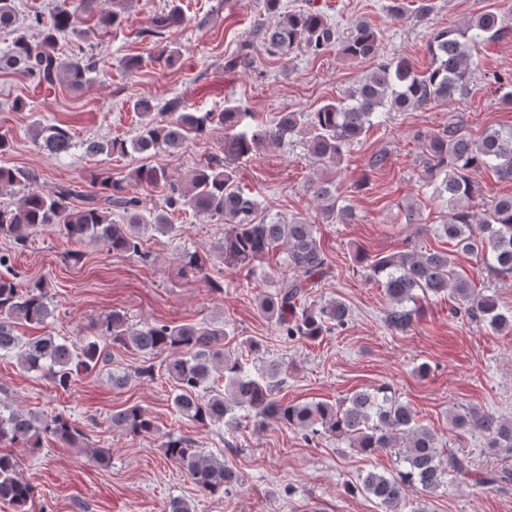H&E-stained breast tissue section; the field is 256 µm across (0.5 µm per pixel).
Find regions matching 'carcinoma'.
<instances>
[{"mask_svg":"<svg viewBox=\"0 0 512 512\" xmlns=\"http://www.w3.org/2000/svg\"><path fill=\"white\" fill-rule=\"evenodd\" d=\"M101 0H80L72 9L60 0L48 15H34L29 27L40 40L24 36L15 40L0 64L20 66L39 85H64L78 90L86 73L96 67L93 56L84 54L66 61L56 57L58 38L80 37L92 28L106 29L122 21L126 0H112V9L98 10ZM272 22L259 33L270 54L289 52L304 44L309 54L319 56L335 45L353 59L379 57L380 37L370 25L359 22L342 31L315 9L288 10L281 0H264ZM183 21L181 7L172 3L167 13L154 18L142 36L157 38ZM512 27V17L484 13L460 28L439 30L428 43L431 64L419 73L404 59L381 60L344 101H328L313 112H282L269 125L239 131L243 113L228 103L221 112L186 111L181 102L170 99L162 106L137 98L132 107L142 118L136 136L127 142L114 139L105 144L91 143L87 152L124 154L133 149L144 163L133 170L129 181L164 191L163 206L153 215L142 213L141 201L130 186L99 172L93 175L94 191L79 193L67 186L54 192L36 187L38 175L28 169L0 165V190L23 185L26 190L7 207H0V236L16 249H25L32 236L48 226H57L70 241L102 244L122 256L147 258L141 250L143 237L156 232L168 235L175 230L169 215L186 207L203 218L224 223V237L217 252L224 266L252 273L266 256L284 246L292 275L278 282L274 292L259 299V310L274 323L278 335L289 340H316L349 319V308L337 299L320 307L306 305L312 288L329 273L327 257L314 225L300 218L285 223L256 217V199L236 185L232 164L259 153L270 144H281L294 135L304 134L309 151L328 166L341 162L343 153L374 126L380 125L381 110L404 111L422 107L433 100L471 92L473 51L486 34L496 36ZM163 120L156 121L155 109ZM224 131L220 152L200 160L185 184L174 182L166 167L152 161L159 150L174 151L190 139ZM31 137L48 152L59 155L73 146L68 128L35 122ZM416 138L425 153L429 175L426 185L440 180L436 191L448 197V219L425 229L446 241L448 249L419 253L413 249L392 255L359 253L357 265L369 280L384 288L390 301L384 323L396 333L410 331L420 318V298L450 292L459 307L455 313L495 333L512 334V311L502 310L492 295L476 289L469 274L453 267V254L462 252L481 258L487 275L500 281L512 279V196L490 200L482 212L470 210L477 186L472 174L492 170L502 180H512V127L490 129L473 138L456 122L437 132H419ZM315 195L326 218L345 224L352 219L349 206L340 204L336 188L328 179L315 182ZM210 260L196 251L180 255L182 270L207 281L214 293H224V284L207 273ZM52 315L46 281L38 279L21 285L0 275V357H15L26 371L44 373L55 386L68 389L76 378L90 374L107 361L106 349L118 346L139 352L144 361L123 374L112 376V384L123 386L133 377L155 379L163 373L175 383L174 405L178 414L194 423L213 427L225 418L255 420L261 427L273 421L299 431L311 440L332 435L349 442L365 455L389 450L395 456V470L389 474L369 471L355 487L372 496L383 512H398L409 493L432 492L446 474L461 485H492L512 481V471L499 475L475 471L464 455L444 451L434 431L416 419L411 406L396 397L393 387L381 383L371 390L353 393L334 407L322 401L291 404L279 399L287 382L288 367L276 359L260 357L259 342L244 344L253 358L224 351V326L211 323L169 325L147 323L131 328L125 314L113 310L92 326L80 346L50 334L25 338L20 325H43ZM166 358L155 364L156 355ZM110 426L129 435L155 432L149 414L133 404L112 412ZM452 426L461 431L481 432L488 447L512 453V421L492 412L458 414ZM48 436L68 446L81 448L88 435L69 416L23 413L0 403V443H21L39 447ZM165 457L184 470L203 495L223 496L241 484L235 469L198 448L190 437L166 436ZM18 462L9 452L0 451V502L16 512L34 497L31 484L17 473Z\"/></svg>","mask_w":512,"mask_h":512,"instance_id":"obj_1","label":"carcinoma"}]
</instances>
